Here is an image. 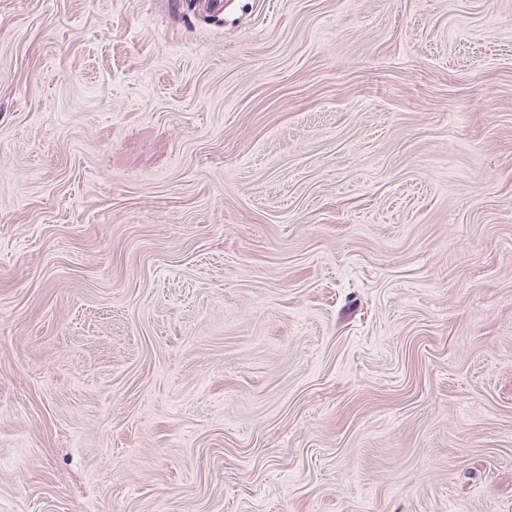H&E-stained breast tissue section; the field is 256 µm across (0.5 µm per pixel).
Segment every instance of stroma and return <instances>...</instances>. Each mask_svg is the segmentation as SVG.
Listing matches in <instances>:
<instances>
[{
    "instance_id": "obj_1",
    "label": "stroma",
    "mask_w": 512,
    "mask_h": 512,
    "mask_svg": "<svg viewBox=\"0 0 512 512\" xmlns=\"http://www.w3.org/2000/svg\"><path fill=\"white\" fill-rule=\"evenodd\" d=\"M0 512H512V0H0Z\"/></svg>"
}]
</instances>
